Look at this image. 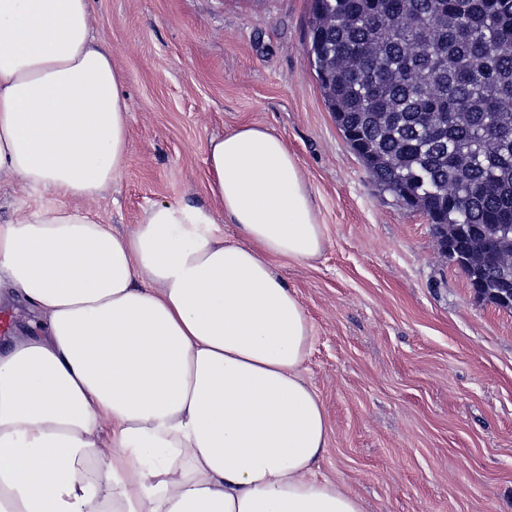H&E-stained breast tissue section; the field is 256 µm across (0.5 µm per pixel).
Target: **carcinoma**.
<instances>
[{"mask_svg":"<svg viewBox=\"0 0 512 512\" xmlns=\"http://www.w3.org/2000/svg\"><path fill=\"white\" fill-rule=\"evenodd\" d=\"M309 61L374 179L422 213L476 295L512 310L473 254L512 239V0H312ZM490 183L494 192L481 187Z\"/></svg>","mask_w":512,"mask_h":512,"instance_id":"cac0c4a2","label":"carcinoma"}]
</instances>
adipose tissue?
Returning <instances> with one entry per match:
<instances>
[{"label":"adipose tissue","instance_id":"ef3b65f1","mask_svg":"<svg viewBox=\"0 0 512 512\" xmlns=\"http://www.w3.org/2000/svg\"><path fill=\"white\" fill-rule=\"evenodd\" d=\"M91 0H0V512H363L320 477L329 420L302 375L312 325L274 257L325 234L284 139L208 145L205 210L92 205L131 149L125 76ZM236 224L226 239L220 219ZM27 200L26 194L17 185H0V216L5 218Z\"/></svg>","mask_w":512,"mask_h":512}]
</instances>
